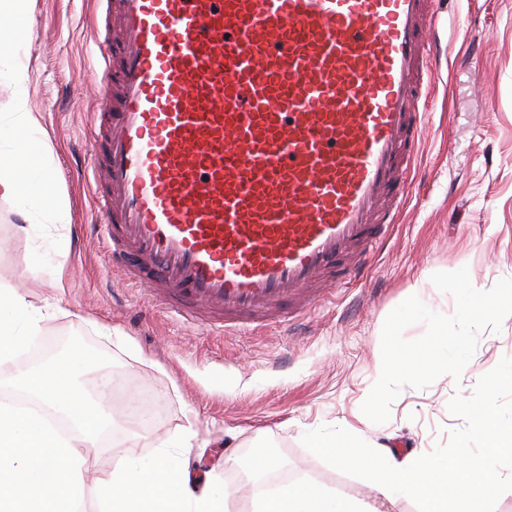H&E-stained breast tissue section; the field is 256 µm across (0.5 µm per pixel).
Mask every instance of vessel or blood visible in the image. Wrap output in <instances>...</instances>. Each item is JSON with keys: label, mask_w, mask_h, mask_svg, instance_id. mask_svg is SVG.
I'll return each instance as SVG.
<instances>
[{"label": "vessel or blood", "mask_w": 512, "mask_h": 512, "mask_svg": "<svg viewBox=\"0 0 512 512\" xmlns=\"http://www.w3.org/2000/svg\"><path fill=\"white\" fill-rule=\"evenodd\" d=\"M104 249L218 334L300 319L397 224L438 0H100Z\"/></svg>", "instance_id": "obj_1"}]
</instances>
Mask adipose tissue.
Listing matches in <instances>:
<instances>
[{"instance_id": "ef3b65f1", "label": "adipose tissue", "mask_w": 512, "mask_h": 512, "mask_svg": "<svg viewBox=\"0 0 512 512\" xmlns=\"http://www.w3.org/2000/svg\"><path fill=\"white\" fill-rule=\"evenodd\" d=\"M39 120L27 109L25 100H17L8 127L11 146L0 152V197H25L37 209L47 210L50 221H68L65 201L56 195L48 176L51 162L39 157L38 150L26 149L22 139H34ZM254 512H365L362 505L346 496H329L316 486L286 487L269 500L257 501Z\"/></svg>"}]
</instances>
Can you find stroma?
Segmentation results:
<instances>
[{
    "label": "stroma",
    "mask_w": 512,
    "mask_h": 512,
    "mask_svg": "<svg viewBox=\"0 0 512 512\" xmlns=\"http://www.w3.org/2000/svg\"><path fill=\"white\" fill-rule=\"evenodd\" d=\"M441 78L427 104L417 166L399 224L362 274L318 303L296 327L216 336L150 306L112 266L95 221L89 174L93 96L79 76L96 64L93 0H30L31 36L0 55V125L10 122L16 70L28 75L27 105L52 159L69 226L44 211L0 198V280L16 283L33 308L48 310L41 344L81 332L113 358L127 384L124 402L104 401L125 440L90 448L88 486L120 460H141L186 434L182 458L215 449L203 477L222 481L229 512H250L239 464L244 449H276L290 484H314L371 499L368 480L346 475L309 452L303 433L341 426L396 458L419 457L462 427L448 410L478 379L512 357V316L484 328L460 378L404 388L390 419L372 423L361 405L376 381L387 315L410 296L453 314L451 295L430 277L468 268L487 290L512 278V0H444ZM158 406L148 431L132 423L141 387Z\"/></svg>",
    "instance_id": "stroma-1"
}]
</instances>
